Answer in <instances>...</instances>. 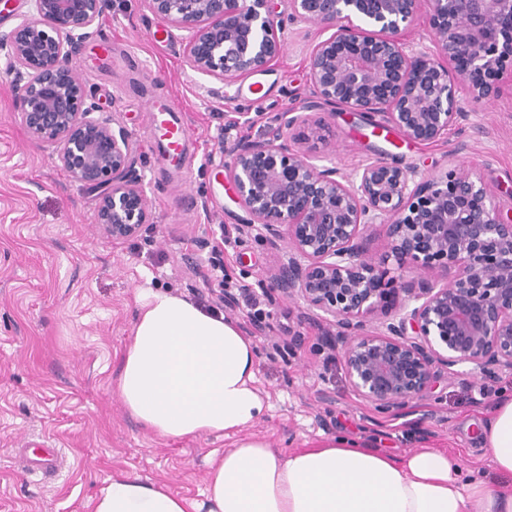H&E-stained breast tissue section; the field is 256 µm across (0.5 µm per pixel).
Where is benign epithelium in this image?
<instances>
[{
  "instance_id": "1",
  "label": "benign epithelium",
  "mask_w": 512,
  "mask_h": 512,
  "mask_svg": "<svg viewBox=\"0 0 512 512\" xmlns=\"http://www.w3.org/2000/svg\"><path fill=\"white\" fill-rule=\"evenodd\" d=\"M32 12L0 31V58L19 93L28 136L70 177L100 191L96 219L114 240L137 236L151 213L127 129L92 101L74 61L99 34L109 0H31ZM183 33L189 68L224 85L266 70L282 53L286 20L330 35L307 57L312 100L277 113L267 138L225 148L238 202L288 260L273 285L333 318L328 346L351 391L381 414L430 392L445 375L477 381L512 372V215L480 174L457 164L431 175L373 160L355 177L320 166L288 139L322 143L318 102L380 115L415 142L443 140L473 103L512 84V0H147ZM426 19L434 50L405 39ZM385 229L379 261L366 257ZM444 269L443 284L406 278ZM403 295L390 321L368 319ZM465 371H459V368Z\"/></svg>"
}]
</instances>
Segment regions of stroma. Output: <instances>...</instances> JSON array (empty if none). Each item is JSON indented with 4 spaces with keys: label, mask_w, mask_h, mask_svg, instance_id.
<instances>
[{
    "label": "stroma",
    "mask_w": 512,
    "mask_h": 512,
    "mask_svg": "<svg viewBox=\"0 0 512 512\" xmlns=\"http://www.w3.org/2000/svg\"><path fill=\"white\" fill-rule=\"evenodd\" d=\"M100 29L77 66L95 101L137 144L152 221L128 240L103 234L96 192L30 141L16 93L0 76V512H91L103 480L119 471L201 500L208 455L227 440L157 437L126 414L114 386L139 289L217 298L205 273L222 224L240 230L224 256L231 284L255 291L265 311L257 323L242 301L224 309L257 347V385L270 405L250 433L285 454L330 435L359 437L395 456L429 447L448 452L463 474L495 479L482 429L496 402L512 396V374L486 383L445 378L399 414L377 413L351 391L340 355L324 344L333 320L272 284L287 247L271 246L229 194L225 142L269 135L293 96L308 95L306 54L318 30L289 25L272 65L227 87L188 68L181 33L145 0H112ZM253 80L268 86L258 101L247 91ZM159 98L177 105L190 132L187 170L163 160V146L146 133L149 104ZM236 112L249 113L252 125L229 127ZM319 113L332 131L323 163L342 174L373 159L421 173L455 163L512 194L510 91L465 104L463 117L433 144L383 131L346 108ZM45 436L66 459L50 479L28 475L16 455Z\"/></svg>",
    "instance_id": "stroma-1"
}]
</instances>
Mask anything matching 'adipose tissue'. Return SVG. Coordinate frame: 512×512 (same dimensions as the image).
<instances>
[{"mask_svg":"<svg viewBox=\"0 0 512 512\" xmlns=\"http://www.w3.org/2000/svg\"><path fill=\"white\" fill-rule=\"evenodd\" d=\"M116 393L128 415L163 438L229 439L212 458L201 512H512V399L483 430L499 481L462 480L447 452L397 457L342 437L289 454L249 428L267 409L256 346L238 325L193 301L143 289ZM159 482L117 473L92 512H190Z\"/></svg>","mask_w":512,"mask_h":512,"instance_id":"ef3b65f1","label":"adipose tissue"}]
</instances>
